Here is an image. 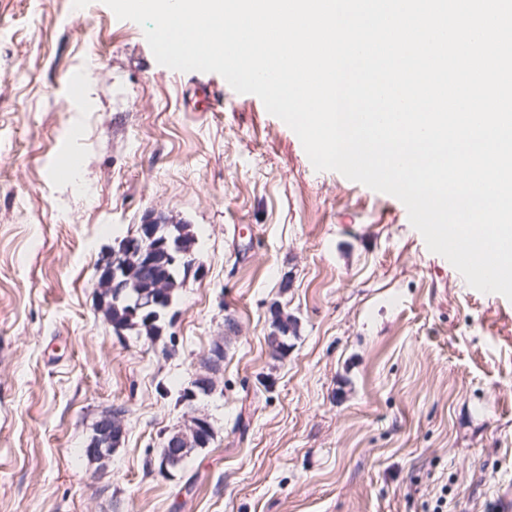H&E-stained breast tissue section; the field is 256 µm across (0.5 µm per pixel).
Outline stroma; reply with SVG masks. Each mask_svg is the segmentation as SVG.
Listing matches in <instances>:
<instances>
[{
    "label": "stroma",
    "instance_id": "stroma-1",
    "mask_svg": "<svg viewBox=\"0 0 512 512\" xmlns=\"http://www.w3.org/2000/svg\"><path fill=\"white\" fill-rule=\"evenodd\" d=\"M73 3L0 0V512H501L512 300L394 196L315 170L257 96L187 111L141 26ZM153 214L203 228V269L159 335H118L100 253ZM276 308L298 321L281 358ZM219 342L213 393L180 401ZM118 406L119 447L87 456ZM196 410L210 444L147 468Z\"/></svg>",
    "mask_w": 512,
    "mask_h": 512
}]
</instances>
